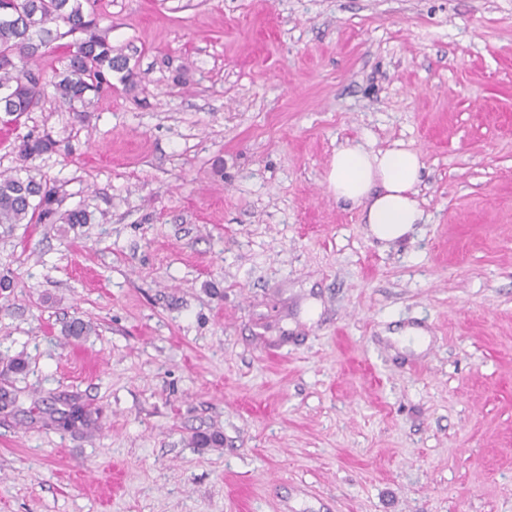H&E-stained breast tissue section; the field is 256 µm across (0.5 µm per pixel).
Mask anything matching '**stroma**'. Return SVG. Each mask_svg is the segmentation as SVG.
<instances>
[{
	"label": "stroma",
	"instance_id": "obj_1",
	"mask_svg": "<svg viewBox=\"0 0 512 512\" xmlns=\"http://www.w3.org/2000/svg\"><path fill=\"white\" fill-rule=\"evenodd\" d=\"M95 9L129 80L0 133L89 216L0 235V512H512V0ZM397 141L386 243L327 175ZM54 143L49 138L34 137L24 138L18 146V154L23 161L39 156L52 149Z\"/></svg>",
	"mask_w": 512,
	"mask_h": 512
}]
</instances>
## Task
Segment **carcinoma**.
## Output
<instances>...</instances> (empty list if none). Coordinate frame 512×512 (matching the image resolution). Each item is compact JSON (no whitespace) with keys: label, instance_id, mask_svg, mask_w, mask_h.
Segmentation results:
<instances>
[{"label":"carcinoma","instance_id":"1","mask_svg":"<svg viewBox=\"0 0 512 512\" xmlns=\"http://www.w3.org/2000/svg\"><path fill=\"white\" fill-rule=\"evenodd\" d=\"M85 0H0V126L10 128L37 107L47 87L70 108H86L91 97L112 88V74L131 72L128 58L115 52L98 31V17L87 13ZM73 36L71 43L64 42ZM55 49L64 50L65 70L50 80L41 61ZM53 147L48 138H24L18 154L26 161ZM56 190L42 179L0 173V228L10 233L17 224H43L55 216ZM92 326L74 318L63 335L78 339ZM73 428H97L91 413L77 407Z\"/></svg>","mask_w":512,"mask_h":512}]
</instances>
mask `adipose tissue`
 Wrapping results in <instances>:
<instances>
[{"instance_id": "adipose-tissue-1", "label": "adipose tissue", "mask_w": 512, "mask_h": 512, "mask_svg": "<svg viewBox=\"0 0 512 512\" xmlns=\"http://www.w3.org/2000/svg\"><path fill=\"white\" fill-rule=\"evenodd\" d=\"M421 170L418 154L403 145L376 152L347 145L333 157L328 187L337 199L363 206L373 235L390 242L423 217L416 199Z\"/></svg>"}]
</instances>
